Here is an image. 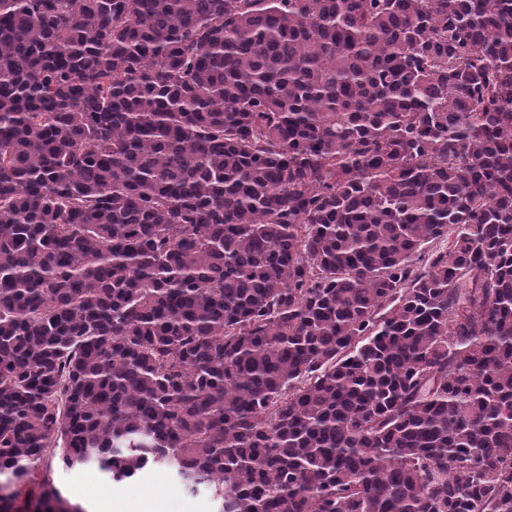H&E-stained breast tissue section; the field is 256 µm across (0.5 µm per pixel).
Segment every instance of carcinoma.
Listing matches in <instances>:
<instances>
[{"label":"carcinoma","mask_w":512,"mask_h":512,"mask_svg":"<svg viewBox=\"0 0 512 512\" xmlns=\"http://www.w3.org/2000/svg\"><path fill=\"white\" fill-rule=\"evenodd\" d=\"M54 457L512 512V0H0V512Z\"/></svg>","instance_id":"carcinoma-1"}]
</instances>
